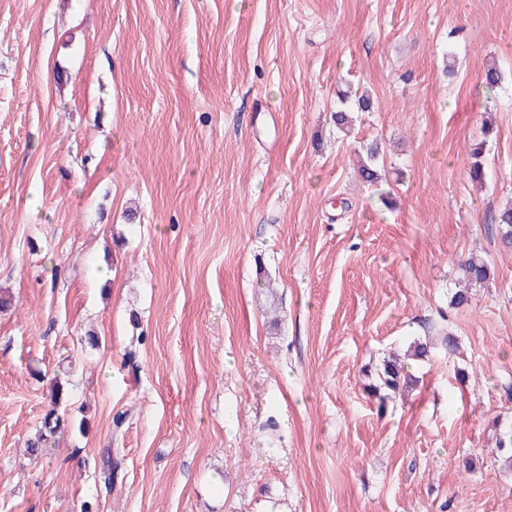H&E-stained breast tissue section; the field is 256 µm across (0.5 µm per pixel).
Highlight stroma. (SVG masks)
I'll return each instance as SVG.
<instances>
[{
    "mask_svg": "<svg viewBox=\"0 0 512 512\" xmlns=\"http://www.w3.org/2000/svg\"><path fill=\"white\" fill-rule=\"evenodd\" d=\"M510 204L512 0H0V512H512ZM459 267L462 271L465 286L481 284L490 279L491 270L489 265L477 255L471 254L459 264ZM372 376L374 378L372 389L375 393L377 391L385 392V396L396 395L400 391H405L416 382L408 370H405V366L398 355L395 354L384 358L375 368ZM63 422L56 412L55 408L50 409L44 416L42 428L35 440L29 442V454L37 457L42 453V448L46 447L48 440L53 438L58 433L63 432ZM499 419L492 421L493 437H495V445L500 452L498 458L502 459L509 468H512V429H502L499 427Z\"/></svg>",
    "mask_w": 512,
    "mask_h": 512,
    "instance_id": "obj_1",
    "label": "stroma"
}]
</instances>
